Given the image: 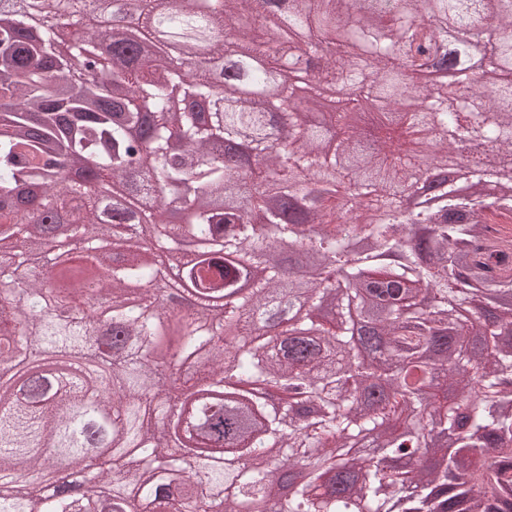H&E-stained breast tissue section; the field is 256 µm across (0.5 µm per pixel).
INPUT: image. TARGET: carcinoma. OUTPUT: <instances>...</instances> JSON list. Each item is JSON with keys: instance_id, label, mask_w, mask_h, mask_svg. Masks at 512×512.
Wrapping results in <instances>:
<instances>
[{"instance_id": "obj_1", "label": "carcinoma", "mask_w": 512, "mask_h": 512, "mask_svg": "<svg viewBox=\"0 0 512 512\" xmlns=\"http://www.w3.org/2000/svg\"><path fill=\"white\" fill-rule=\"evenodd\" d=\"M87 0L62 10L69 52L49 30L0 24V512H512V239H489L486 213L512 216V0H437L453 49L475 64L434 88L421 79L435 23L411 20L419 0H178V43L141 56L115 28L84 26ZM156 27V0H136ZM351 30L327 59L322 38ZM286 29L316 30L304 78L355 93L344 111L376 106L400 120L409 147L307 120L294 85L243 102L291 47ZM235 78L187 67L199 37ZM98 79L74 87L96 48ZM442 129L437 141L426 129ZM248 129L237 168L250 186L230 197L216 157ZM292 142L283 159L274 140ZM469 154L471 193L448 153ZM131 185L108 204L93 184ZM441 187L442 223L415 245L425 211L398 222V203ZM158 232L186 266V301L153 282L143 237ZM60 279L105 275L91 288ZM112 304L104 317L94 303ZM182 325L159 364L165 318ZM111 366L106 384L80 375ZM411 442L415 455L397 470ZM71 459L65 488L43 487L53 457Z\"/></svg>"}]
</instances>
